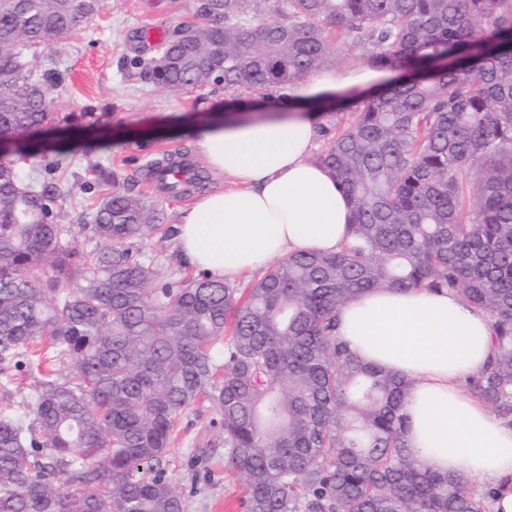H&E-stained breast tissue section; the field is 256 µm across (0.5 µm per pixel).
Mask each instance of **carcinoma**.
<instances>
[{
    "label": "carcinoma",
    "instance_id": "carcinoma-1",
    "mask_svg": "<svg viewBox=\"0 0 512 512\" xmlns=\"http://www.w3.org/2000/svg\"><path fill=\"white\" fill-rule=\"evenodd\" d=\"M99 0H0V373L69 355L16 412L0 410V512H184L165 457L182 414L216 413L201 453L244 474L245 512H488L405 444L413 382L335 336L354 296L453 292L493 320L469 391L512 426V0H203L201 24L158 45V87L273 92L335 64L352 41L400 81L351 101L315 158L354 212L335 254H291L241 288L202 272L157 280V206L97 167L103 194L73 241L59 194L10 156L49 118L25 51L88 23ZM198 174L175 196L203 186Z\"/></svg>",
    "mask_w": 512,
    "mask_h": 512
}]
</instances>
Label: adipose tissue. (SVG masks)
Segmentation results:
<instances>
[{
  "label": "adipose tissue",
  "instance_id": "obj_1",
  "mask_svg": "<svg viewBox=\"0 0 512 512\" xmlns=\"http://www.w3.org/2000/svg\"><path fill=\"white\" fill-rule=\"evenodd\" d=\"M380 79L366 66L326 70L284 89L293 113L192 120L184 135L233 185L204 192L183 209L181 258L233 281L276 257L340 251L352 212L329 169L311 158L318 104L338 93L362 96ZM492 336L489 314L452 292H371L336 313V337L351 352L414 381L404 406L408 450L439 471L498 484L512 479V427L464 385L491 354Z\"/></svg>",
  "mask_w": 512,
  "mask_h": 512
}]
</instances>
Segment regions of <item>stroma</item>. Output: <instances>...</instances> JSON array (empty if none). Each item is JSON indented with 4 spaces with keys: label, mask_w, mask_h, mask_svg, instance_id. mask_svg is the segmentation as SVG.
<instances>
[{
    "label": "stroma",
    "mask_w": 512,
    "mask_h": 512,
    "mask_svg": "<svg viewBox=\"0 0 512 512\" xmlns=\"http://www.w3.org/2000/svg\"><path fill=\"white\" fill-rule=\"evenodd\" d=\"M202 0H101L94 18L49 47L27 52L30 68L47 75L50 120L38 148L24 158L27 175L41 178L50 165L60 193L58 223L72 227V237L85 244L82 232L90 223L99 196L94 167L112 170L132 194L154 200L164 224L178 227L188 198L161 192L150 179V159L182 151L203 165L188 139L173 134L171 123L194 118L228 104L220 87L168 91L154 85L143 64L155 50L141 39L145 29L171 35L179 26L202 23ZM208 405L185 412L182 432L167 454L168 473L184 497L185 512H244L245 481L224 459V451L202 455L214 418Z\"/></svg>",
    "instance_id": "1"
}]
</instances>
